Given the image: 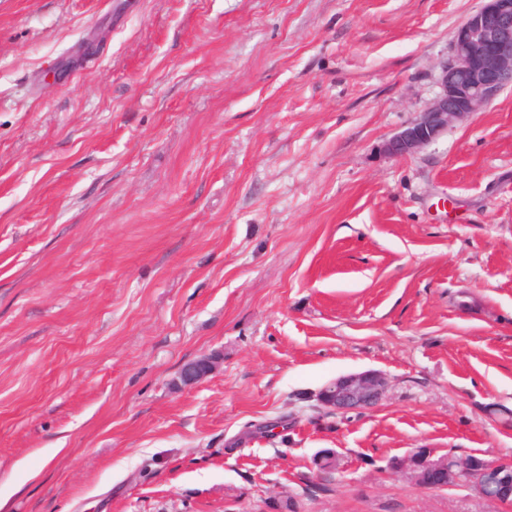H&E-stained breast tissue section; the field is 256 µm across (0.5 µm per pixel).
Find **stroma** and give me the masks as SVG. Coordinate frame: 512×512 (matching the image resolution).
<instances>
[{
  "label": "stroma",
  "mask_w": 512,
  "mask_h": 512,
  "mask_svg": "<svg viewBox=\"0 0 512 512\" xmlns=\"http://www.w3.org/2000/svg\"><path fill=\"white\" fill-rule=\"evenodd\" d=\"M484 3L0 0V512H512L391 467L512 460V88L384 151ZM217 361L212 354L201 355L185 364L179 375L181 384L192 386L208 377L215 369ZM388 378L377 371L337 377L319 392V401L332 411L347 413L374 407L388 388ZM433 451L419 448L411 453L405 461L395 460L394 470L401 471L407 480L431 489H443L458 480L452 466L448 465V457L434 458Z\"/></svg>",
  "instance_id": "1"
}]
</instances>
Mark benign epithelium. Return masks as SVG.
<instances>
[{"label":"benign epithelium","instance_id":"obj_1","mask_svg":"<svg viewBox=\"0 0 512 512\" xmlns=\"http://www.w3.org/2000/svg\"><path fill=\"white\" fill-rule=\"evenodd\" d=\"M438 82L441 93L420 112L418 119L402 127L385 144L388 154H411L430 143L448 126L489 105L499 93L512 87V0H486L457 28L454 59L443 66ZM211 354L185 364L181 384L192 386L215 369ZM388 378L377 371L340 376L319 392V401L332 411L347 413L374 407L388 388ZM467 483L485 498L505 503V489L512 488L506 471L512 461L488 462L476 459L462 464ZM407 480L431 489H443L457 481L448 457H434L423 448L404 461L393 462Z\"/></svg>","mask_w":512,"mask_h":512}]
</instances>
